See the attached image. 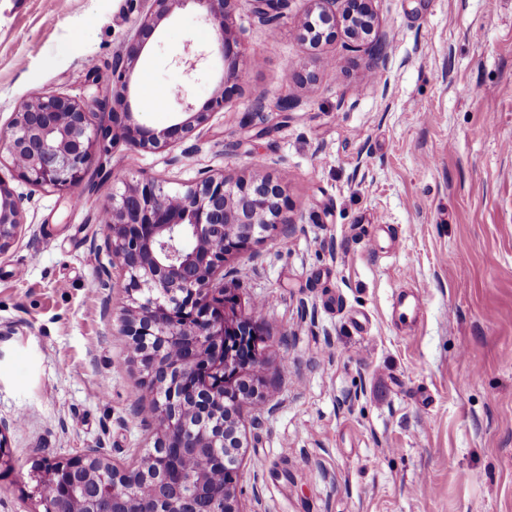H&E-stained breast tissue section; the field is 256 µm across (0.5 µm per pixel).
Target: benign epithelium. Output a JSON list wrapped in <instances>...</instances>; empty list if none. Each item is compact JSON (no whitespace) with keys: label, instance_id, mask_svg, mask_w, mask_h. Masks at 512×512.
Listing matches in <instances>:
<instances>
[{"label":"benign epithelium","instance_id":"obj_1","mask_svg":"<svg viewBox=\"0 0 512 512\" xmlns=\"http://www.w3.org/2000/svg\"><path fill=\"white\" fill-rule=\"evenodd\" d=\"M240 0H153L130 35L121 61L112 66V96L82 105L41 92L21 103L0 127V156L28 184L57 191L82 181L106 151L125 140L146 149L166 146L169 133L139 124L132 112L112 125L114 103L128 105V73L146 38L175 10L189 4L204 12L214 31L213 46L224 59L225 78L241 83L239 40L227 23ZM262 22L281 16L287 0H250ZM302 39L313 48L336 34V0H309ZM344 32L355 43L374 30L372 0H341ZM180 130L191 132L224 108V94L195 112L186 90ZM282 190L270 180L231 181L209 177L184 191L167 190L153 179L124 183L103 209L106 247L112 266L127 280L123 332L132 338L156 399L149 419L160 436L145 454L150 470L113 469L96 448L64 461L44 460L36 488L44 512H240L238 472L248 447L241 406L260 394L256 378L264 363L259 346L247 360L237 357L231 338L257 335L224 290V262L272 237L289 223ZM24 227L21 199L0 180V253ZM225 472L223 480L215 473Z\"/></svg>","mask_w":512,"mask_h":512}]
</instances>
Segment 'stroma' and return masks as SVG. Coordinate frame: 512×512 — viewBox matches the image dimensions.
<instances>
[{"label":"stroma","instance_id":"35a3bbf8","mask_svg":"<svg viewBox=\"0 0 512 512\" xmlns=\"http://www.w3.org/2000/svg\"><path fill=\"white\" fill-rule=\"evenodd\" d=\"M151 7L0 0V126L39 91L110 94ZM308 7L262 23L235 5L248 76L192 134L119 145L65 193L0 162L26 224L0 255V512H42L45 458L97 448L125 468L153 447L100 215L125 177L183 190L218 174L278 182L290 218L224 265L266 360L242 409L243 512H512V0H373L382 62L341 32L302 42ZM210 44L195 6L160 24L129 77L140 124L180 122V85L209 103L224 80ZM190 46L206 54L191 71ZM408 287L423 295L413 325Z\"/></svg>","mask_w":512,"mask_h":512}]
</instances>
